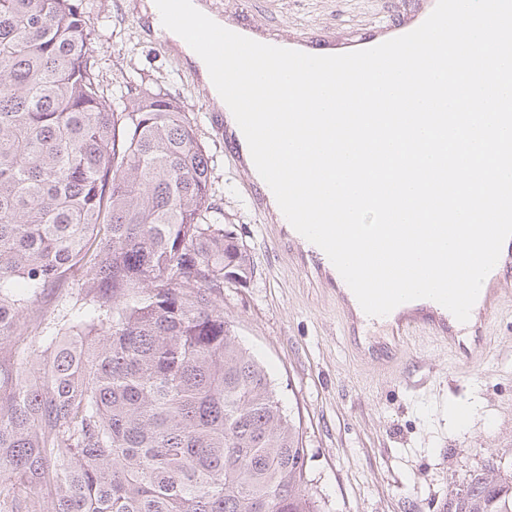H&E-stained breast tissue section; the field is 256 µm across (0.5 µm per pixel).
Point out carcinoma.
Masks as SVG:
<instances>
[{"instance_id":"carcinoma-1","label":"carcinoma","mask_w":512,"mask_h":512,"mask_svg":"<svg viewBox=\"0 0 512 512\" xmlns=\"http://www.w3.org/2000/svg\"><path fill=\"white\" fill-rule=\"evenodd\" d=\"M90 28L76 0H0V512H320L224 318L253 267L194 122L105 94ZM69 284L81 305L44 317ZM448 512H512V481L478 474Z\"/></svg>"}]
</instances>
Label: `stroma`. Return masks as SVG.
I'll use <instances>...</instances> for the list:
<instances>
[{"instance_id": "35a3bbf8", "label": "stroma", "mask_w": 512, "mask_h": 512, "mask_svg": "<svg viewBox=\"0 0 512 512\" xmlns=\"http://www.w3.org/2000/svg\"><path fill=\"white\" fill-rule=\"evenodd\" d=\"M141 0H80L104 92L135 81L174 98L210 158L211 192L254 264L247 285L224 291L236 338L267 367L306 450L307 489L320 512H448L471 475L512 479V301L504 303L476 364L418 339L395 363L365 356L335 287L303 267L274 211L252 197L212 131V108L194 70L147 35ZM239 18L319 50L370 41L403 26L417 0H210ZM479 400L470 425L448 417Z\"/></svg>"}]
</instances>
